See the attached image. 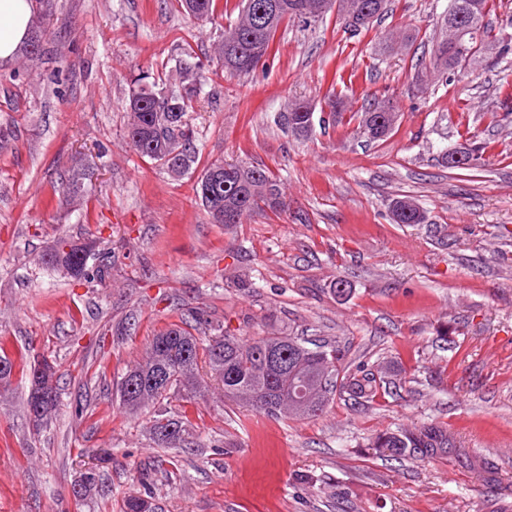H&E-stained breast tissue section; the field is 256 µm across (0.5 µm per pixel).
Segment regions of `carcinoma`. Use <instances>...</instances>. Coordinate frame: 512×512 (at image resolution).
<instances>
[{
	"instance_id": "obj_1",
	"label": "carcinoma",
	"mask_w": 512,
	"mask_h": 512,
	"mask_svg": "<svg viewBox=\"0 0 512 512\" xmlns=\"http://www.w3.org/2000/svg\"><path fill=\"white\" fill-rule=\"evenodd\" d=\"M33 9V30L23 48L25 60L36 58L50 34L46 24L51 16V0H30ZM179 7L187 15L201 22H212L224 15L221 0H178ZM319 0H239V16L233 24L224 28L220 39L214 43L211 60L216 62L214 74L226 77L246 76L259 67L263 55L270 54L274 37L285 23L294 21L317 22L328 13L336 12L341 28L362 33L372 27L374 21L386 12L388 0H331L323 11L316 10ZM376 4L367 21L356 26L348 22V16L360 17L365 7ZM472 0H450L448 14L463 15L471 25L470 40L459 41L457 31L443 24V36L433 46L429 69L446 74L459 63L460 55L477 46L478 40L493 36L487 16L496 10V0H479L477 14L470 11ZM202 75L200 67L189 63L179 67L178 85L171 86L146 77L137 78L131 85L126 101V137L131 147L143 158L166 169L164 159L175 153L182 160L181 175L188 174L198 164V149L193 126L188 113L194 111ZM328 108L327 125H336L344 111L343 101L334 95L324 97ZM313 111L308 100L288 102L286 111L280 114L283 125L293 135L306 137L310 134L306 117ZM88 169L77 163L68 170L63 187L71 201H81L87 195ZM196 194L208 216L213 207L220 205L231 219L224 222L229 228L241 223L244 216L256 211L275 214L288 209L285 192L279 180L268 170L245 163L211 162L204 166L196 184ZM391 212L397 224H419L423 215L418 206H409L403 199L392 201ZM93 245L76 243L64 234L58 235L42 255L45 264L66 271L78 282L100 279L108 272L105 265L91 268L88 260ZM192 322L184 327L167 326L153 336L146 348L143 360L128 369L122 377L118 393L125 412L133 417L147 407L162 404L181 392L197 396L201 393L200 369L206 366L210 376L221 386L224 397L243 404L267 416L286 414L295 419H309L323 414L334 402L336 395L347 394L354 403L372 402L380 395H392L402 384L394 379L395 368L360 361L351 365L347 351L336 341L304 340L297 336H263L250 343L220 327L209 339H202L195 332L207 326L202 313L195 312ZM0 387L11 382L16 366L29 369L31 388L26 398L27 414L41 408L43 414L35 424L43 421L57 407L58 388L54 383L55 369L30 365L21 355L15 360L6 353L0 355ZM164 371L169 386L161 389L150 383V377ZM307 399L315 410H300L302 399ZM162 420L177 428V436L167 439L152 434L161 448H179L184 442L186 423L167 410L154 412L151 423ZM374 453L391 459L433 458L445 456L456 450L448 430L434 424L398 429L376 436L368 444Z\"/></svg>"
}]
</instances>
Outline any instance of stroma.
<instances>
[{
  "label": "stroma",
  "mask_w": 512,
  "mask_h": 512,
  "mask_svg": "<svg viewBox=\"0 0 512 512\" xmlns=\"http://www.w3.org/2000/svg\"><path fill=\"white\" fill-rule=\"evenodd\" d=\"M53 38L33 73L0 64V348L56 370L59 403L40 430L25 410L28 372L0 390V512H122L144 498L155 512H512V55L477 58L467 75L416 91L449 0H390L353 36L335 15L283 25L264 66L205 83L190 120L200 161L243 162L280 179L281 214L256 213L227 230L211 223L194 187L126 144L132 81L173 80L185 60L207 62L237 15L216 24L184 16L176 0H55ZM418 32L405 50L381 44ZM347 101L335 127L298 138L278 121L286 102ZM390 99L395 129L359 132L371 98ZM487 142L482 165L448 169L443 154ZM88 193L59 189L74 161ZM425 219L397 224L393 198ZM94 242L112 262L79 283L42 265L58 233ZM249 280L230 285L233 276ZM351 286L332 292L336 278ZM201 310L250 341L271 332L335 338L353 361L388 358L397 396L336 398L311 419L269 417L225 399L173 398L188 443L160 448L147 416L116 395L153 335ZM445 427L458 453L391 460L368 453L376 434ZM96 490L71 488L94 462ZM489 463L486 478L469 458Z\"/></svg>",
  "instance_id": "stroma-1"
}]
</instances>
